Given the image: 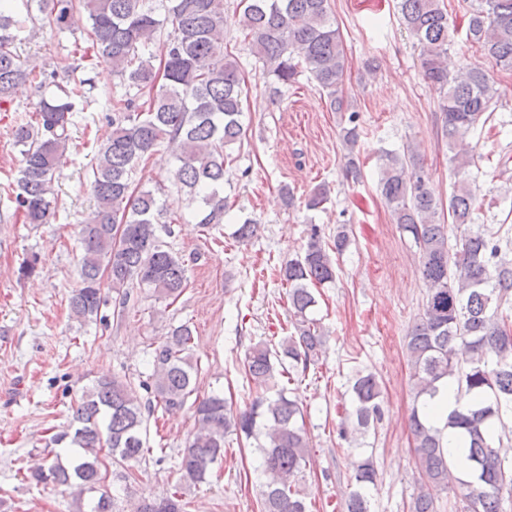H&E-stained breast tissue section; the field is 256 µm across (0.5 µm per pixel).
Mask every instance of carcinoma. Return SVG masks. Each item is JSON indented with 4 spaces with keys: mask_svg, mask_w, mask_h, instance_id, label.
Returning <instances> with one entry per match:
<instances>
[{
    "mask_svg": "<svg viewBox=\"0 0 512 512\" xmlns=\"http://www.w3.org/2000/svg\"><path fill=\"white\" fill-rule=\"evenodd\" d=\"M40 2L49 6L45 18L51 27L90 21V44L80 59L102 61L127 82L124 93L106 99L112 130L97 146L91 165L96 207L80 225L79 285L68 298L70 316L80 323L98 318L108 292L120 316L136 288L172 304L187 282L185 260L165 241L174 235L180 215L161 205L155 191L134 186L132 174L167 144L178 161L177 195L197 204L202 227L224 223V176L233 146L246 135L247 95L238 58L224 46V0H168L162 19L149 0ZM239 6L251 54L277 87L291 84L302 62L326 94L329 110L349 111L341 89L348 58L331 19L330 0H240ZM397 10L421 47L424 79L442 94V132L459 175L445 208L434 198L428 171L413 150L388 152L381 165V195L394 222L412 236L427 287L423 314L408 330L405 344L416 401L409 431L421 485L411 512H437L426 491L430 485L461 489L463 512H501L503 493L512 494V456L492 427L512 413V239L483 224L469 229L477 203L469 168L479 155L466 143L484 115L493 112L497 89L477 65L448 72V13L440 0H398ZM24 24L13 0H0V104L11 101L16 86L27 81L43 86L61 72L65 83L13 127L21 166L16 185L3 190L25 223L47 224L55 216L53 183L65 159L73 112L88 90L85 81L70 80L77 70L73 63L61 62L47 74L20 60L15 42ZM467 40L511 71L512 0H480ZM150 45L160 51L158 67L154 53L143 52ZM348 121L352 126L342 128L349 149L346 174L356 180L363 167L354 153L360 132L355 114ZM461 227L463 232L453 233ZM349 242L344 224L336 228L331 245L311 229L302 254L280 269L295 333L276 345L259 341L247 350L243 367L255 395L245 408L232 409L220 392L194 400L195 430L177 462L179 484L170 494L138 498L133 512H185L181 489L206 480L210 466L224 458L228 433L250 439L260 427L263 512H309L295 479L306 467L311 444L296 424L300 404L286 395L281 378L292 380L289 366L304 373L319 361L325 336L312 317L316 299L309 285L336 280L333 255L342 254ZM194 345L193 331L182 324L153 347L151 374L139 384L150 394L146 399L139 387L116 375L95 379L73 409L69 426L50 439L54 446L76 449L75 455L65 462L54 450L46 451L29 469V480L71 490L77 512H84L87 493L96 494L91 512H116L115 498L104 485L102 452L116 464L144 456L148 419L160 410L182 409L195 392ZM448 382L472 399L448 416V426L464 438L459 461L444 450L442 431L424 412ZM352 390L353 415L366 431L382 417L380 383L374 374L360 372ZM375 477L372 459H361L346 512H369L366 489Z\"/></svg>",
    "mask_w": 512,
    "mask_h": 512,
    "instance_id": "cac0c4a2",
    "label": "carcinoma"
}]
</instances>
